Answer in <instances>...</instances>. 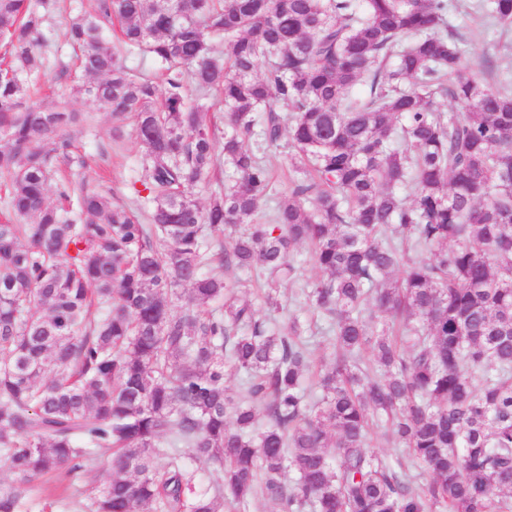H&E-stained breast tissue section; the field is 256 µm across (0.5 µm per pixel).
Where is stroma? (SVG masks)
I'll list each match as a JSON object with an SVG mask.
<instances>
[{
    "label": "stroma",
    "mask_w": 512,
    "mask_h": 512,
    "mask_svg": "<svg viewBox=\"0 0 512 512\" xmlns=\"http://www.w3.org/2000/svg\"><path fill=\"white\" fill-rule=\"evenodd\" d=\"M95 10L96 0H56L54 8L46 14L42 26L47 41L46 67L40 78L42 89L37 100L45 108L64 106L91 116V127L78 137L79 151L86 157L87 165L81 169L73 168V179L86 181L105 190L113 203L141 214L145 211L139 195L144 181L142 158L145 148L138 142L132 127L124 126L122 138L113 140L114 122L110 115L97 110L89 100L74 96L68 84L54 78L59 64L70 63L73 56V50L64 36L66 21L70 17ZM448 20L460 39L467 71L475 73L489 85L495 84L499 75L512 73V31L502 32L499 26L482 19L470 8L461 7L451 11ZM266 154L274 171V189L257 216L261 223L268 221L278 201L288 194L292 176L287 140H280L277 146L267 149ZM292 258L299 268L300 279L281 287V307L267 312L266 317L271 323L279 324L288 315H297L305 324L310 361L316 365L330 357L333 351L329 342L332 329L327 319L309 310L301 294V282L313 279L316 275L310 246L300 245L293 252ZM111 477L107 458L98 457L70 488H63L55 480L41 484L31 494L35 502L33 512H60L56 500L66 490L77 499L88 500Z\"/></svg>",
    "instance_id": "1"
}]
</instances>
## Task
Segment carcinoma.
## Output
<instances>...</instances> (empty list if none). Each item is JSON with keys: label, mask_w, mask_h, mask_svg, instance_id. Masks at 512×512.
Instances as JSON below:
<instances>
[{"label": "carcinoma", "mask_w": 512, "mask_h": 512, "mask_svg": "<svg viewBox=\"0 0 512 512\" xmlns=\"http://www.w3.org/2000/svg\"><path fill=\"white\" fill-rule=\"evenodd\" d=\"M48 8L0 0V455L15 475L0 512H29L32 483L72 481L99 454L112 478L88 512H218L184 448L220 467V494L239 505L512 512V76L491 87L465 72L450 0H98L66 27L86 77L72 91L134 120L148 224L53 180L59 162L86 161L80 115L31 101ZM475 10L512 25V0ZM114 21L119 48L103 36ZM134 54L162 81L135 74ZM285 130L293 189L255 224L273 179L260 149ZM220 163L231 175L201 207L188 186ZM303 243L320 277L302 294L333 326L313 404L303 322L268 329L235 296L247 280L205 271L256 272L277 310ZM183 286L192 307L177 313ZM379 423L407 461L369 451ZM163 446L174 452L157 467ZM409 466L429 480L407 481Z\"/></svg>", "instance_id": "1"}]
</instances>
